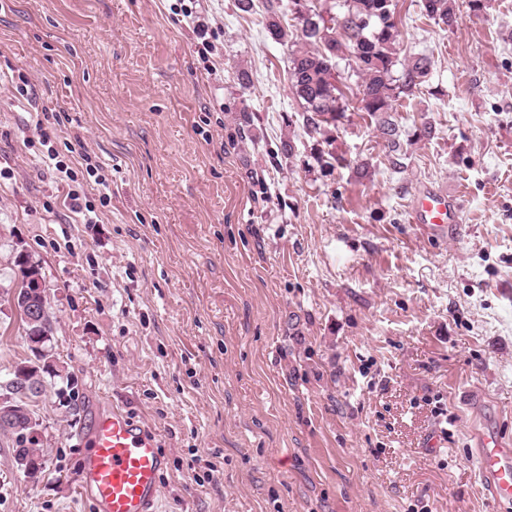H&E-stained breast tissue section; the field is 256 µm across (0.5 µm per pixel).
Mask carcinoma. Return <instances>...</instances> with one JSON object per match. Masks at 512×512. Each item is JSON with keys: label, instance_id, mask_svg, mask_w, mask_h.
Instances as JSON below:
<instances>
[{"label": "carcinoma", "instance_id": "1", "mask_svg": "<svg viewBox=\"0 0 512 512\" xmlns=\"http://www.w3.org/2000/svg\"><path fill=\"white\" fill-rule=\"evenodd\" d=\"M263 7L270 38L295 46L289 53L287 75L308 132L326 133L350 109L364 112L386 142L390 165L403 167L400 129L391 113L399 100L414 95L428 82L432 60L423 54L402 53L398 0H341L339 12L328 19L320 0H264ZM421 7L444 30L458 23L455 0H421ZM341 60L348 62L358 78V92L350 104L339 84L328 77ZM28 363L44 384L60 377L50 354ZM28 414L25 403L17 422L0 430L13 435L15 452L41 471L42 449L24 445L27 438L22 431Z\"/></svg>", "mask_w": 512, "mask_h": 512}]
</instances>
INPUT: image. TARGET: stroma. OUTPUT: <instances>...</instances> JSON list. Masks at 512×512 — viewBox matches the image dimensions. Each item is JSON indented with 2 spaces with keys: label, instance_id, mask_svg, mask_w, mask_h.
Instances as JSON below:
<instances>
[{
  "label": "stroma",
  "instance_id": "1",
  "mask_svg": "<svg viewBox=\"0 0 512 512\" xmlns=\"http://www.w3.org/2000/svg\"><path fill=\"white\" fill-rule=\"evenodd\" d=\"M456 9L446 31L399 0L403 48L433 68L396 105L395 170L364 113L308 134L263 10L0 0V393L32 356L8 302L20 250L73 384L29 401L38 483L0 432V512H95L79 468L114 408L159 439L161 512H512L475 455L485 430L512 443V0ZM39 120L62 160L102 164L96 223L64 205ZM430 186L460 196L458 236L412 224Z\"/></svg>",
  "mask_w": 512,
  "mask_h": 512
}]
</instances>
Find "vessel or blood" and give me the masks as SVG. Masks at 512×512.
<instances>
[{
  "label": "vessel or blood",
  "mask_w": 512,
  "mask_h": 512,
  "mask_svg": "<svg viewBox=\"0 0 512 512\" xmlns=\"http://www.w3.org/2000/svg\"><path fill=\"white\" fill-rule=\"evenodd\" d=\"M458 196L443 188L417 192L412 222L428 239L453 236L460 222ZM480 474L495 500H512V446L497 432L482 434L477 447ZM164 468L155 434L115 409L97 417L91 452L78 474L81 492L97 512H158L159 476Z\"/></svg>",
  "instance_id": "b4317fda"
}]
</instances>
